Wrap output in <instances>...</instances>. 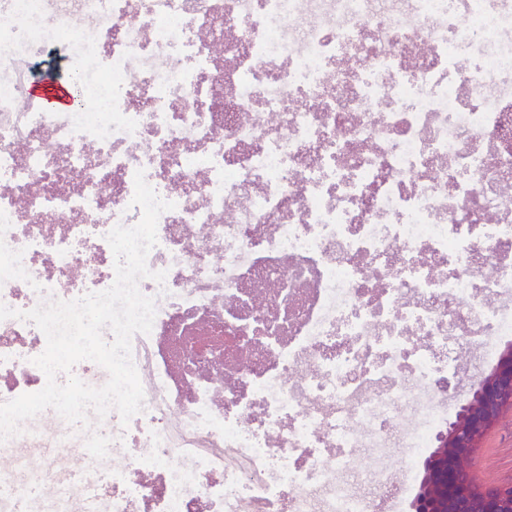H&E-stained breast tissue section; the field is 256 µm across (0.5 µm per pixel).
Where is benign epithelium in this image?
Returning a JSON list of instances; mask_svg holds the SVG:
<instances>
[{
  "mask_svg": "<svg viewBox=\"0 0 512 512\" xmlns=\"http://www.w3.org/2000/svg\"><path fill=\"white\" fill-rule=\"evenodd\" d=\"M507 405H512L511 344L436 436L419 478L414 512H512V485L478 490L462 465Z\"/></svg>",
  "mask_w": 512,
  "mask_h": 512,
  "instance_id": "7a95c632",
  "label": "benign epithelium"
}]
</instances>
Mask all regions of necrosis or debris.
Masks as SVG:
<instances>
[{"label":"necrosis or debris","mask_w":512,"mask_h":512,"mask_svg":"<svg viewBox=\"0 0 512 512\" xmlns=\"http://www.w3.org/2000/svg\"><path fill=\"white\" fill-rule=\"evenodd\" d=\"M221 35L223 52L213 47ZM78 104L30 103L17 45ZM171 202L131 356L144 408L47 409L0 444V512H381L417 482L466 354L512 335V0H0V303L114 282L106 240ZM0 321V402L41 390ZM403 451L402 472L356 469ZM18 51L33 63L36 71L35 76L40 77L44 74H50L56 79L39 81L32 78L26 87L27 100L53 112L68 111L72 96L64 82H70L71 78L63 65L51 58L48 52L39 45L22 43Z\"/></svg>","instance_id":"obj_1"}]
</instances>
